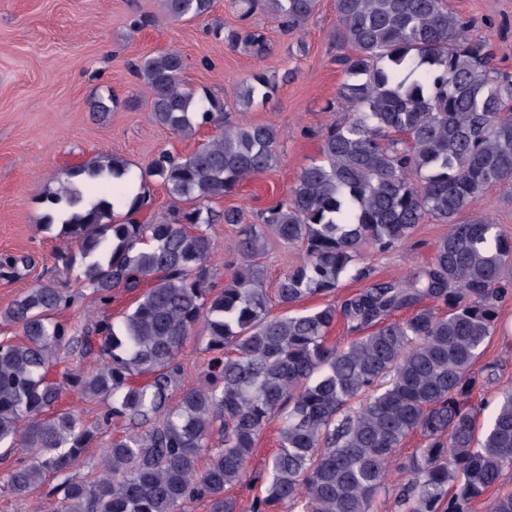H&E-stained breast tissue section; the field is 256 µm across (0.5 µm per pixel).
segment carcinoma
<instances>
[{
  "mask_svg": "<svg viewBox=\"0 0 512 512\" xmlns=\"http://www.w3.org/2000/svg\"><path fill=\"white\" fill-rule=\"evenodd\" d=\"M243 13L274 16L298 30L316 0H239ZM166 18L206 16L212 0H161ZM338 91L351 117L321 135L319 158L303 167L287 196L240 231L233 248L243 264L216 289L208 265L211 224L244 223L237 207L210 203L243 181L274 169L281 133L271 123L238 124L225 103L184 87L175 49L143 57L135 75L152 90L150 114L172 134L219 133L193 152H160L128 196L88 200L77 178L108 184L127 175L106 153L66 172L43 195L44 225L61 215L64 248L56 261L99 301L136 292L132 309L80 329L54 319L71 296L42 281L0 314L21 339L0 342V448L27 462L7 474L18 493L48 475L62 478L55 512H185L197 499L210 512H234L224 490L247 477L256 438L280 422L278 450L252 477V512H371L389 466L412 433L423 445L400 464L401 512H470L471 504L512 471V386L499 392L486 421L470 404L488 377L478 367L496 330L498 303L512 293V237L488 217L457 216L494 185L512 184V74L495 68L489 39L448 11L446 0H336ZM232 49L264 50L263 35L224 32ZM276 82L263 73L237 92L249 106ZM192 206L154 223L146 178ZM451 225L430 264L402 282H378L341 304L294 312L303 298L335 295L368 246L391 250L428 219ZM303 251L276 289L283 313L272 316L254 260L267 234ZM27 256L0 257L13 277ZM412 309L395 320V312ZM356 336L328 342L339 319ZM208 336V382L169 403L188 338ZM95 336L105 356L90 376H50L60 356L86 354ZM106 403L102 424L132 428L104 449L98 475L74 482L94 437L68 412L62 393ZM486 512H512V492Z\"/></svg>",
  "mask_w": 512,
  "mask_h": 512,
  "instance_id": "1",
  "label": "carcinoma"
}]
</instances>
